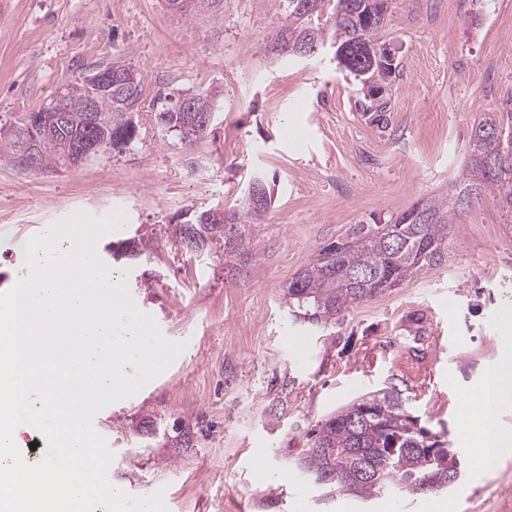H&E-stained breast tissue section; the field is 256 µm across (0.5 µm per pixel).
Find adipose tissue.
<instances>
[{"label": "adipose tissue", "instance_id": "adipose-tissue-1", "mask_svg": "<svg viewBox=\"0 0 512 512\" xmlns=\"http://www.w3.org/2000/svg\"><path fill=\"white\" fill-rule=\"evenodd\" d=\"M457 433L472 453L478 474L494 471L512 456V431L500 428L502 412L512 407V353L504 352L492 372L473 388L460 392Z\"/></svg>", "mask_w": 512, "mask_h": 512}]
</instances>
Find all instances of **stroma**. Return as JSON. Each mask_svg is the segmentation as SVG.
Here are the masks:
<instances>
[{
  "label": "stroma",
  "mask_w": 512,
  "mask_h": 512,
  "mask_svg": "<svg viewBox=\"0 0 512 512\" xmlns=\"http://www.w3.org/2000/svg\"><path fill=\"white\" fill-rule=\"evenodd\" d=\"M395 2L383 129L332 49L274 53L273 0H215L192 18L165 0H0V127L97 67L146 74L127 148L37 172L0 157V293L29 274L21 243L75 210L125 211L122 230L98 244L108 263L113 241L182 222L191 208L233 206L254 174L275 182L241 276L171 238L149 269L129 271L138 308L186 348L97 415L111 482L127 494L164 490L168 512H380L386 495L326 494L295 461L318 421L390 386L458 443V395L498 363L512 307V224L491 200L467 210L442 265L326 327L292 321L281 300L323 247L447 194L473 126L500 116L512 91V0H492L485 16L471 0ZM212 85L224 89L214 131L189 147L165 135L160 109ZM268 469L281 480L266 481ZM445 496L454 512H512V459L482 477L465 469Z\"/></svg>",
  "instance_id": "1"
}]
</instances>
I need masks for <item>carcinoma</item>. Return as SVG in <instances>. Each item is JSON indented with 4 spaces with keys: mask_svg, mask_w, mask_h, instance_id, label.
<instances>
[{
    "mask_svg": "<svg viewBox=\"0 0 512 512\" xmlns=\"http://www.w3.org/2000/svg\"><path fill=\"white\" fill-rule=\"evenodd\" d=\"M282 23L271 37L274 44L314 42L328 25L336 50L346 51L345 70L375 83H387L392 72L380 65L362 66L356 48L381 46V34L391 14L373 27L356 23L352 11L378 9V0H274ZM123 94L99 98L94 132L101 150L121 149L135 137L129 109L141 103L145 73L134 69ZM501 119H486L472 128L465 164L452 184L450 198H430L374 233L353 237L320 250L317 259L283 287L285 306L303 321L326 323L350 307L382 295L406 279L432 270L448 255V230L461 223L465 210L459 199L474 192L490 198L502 223L512 224V99L505 101ZM157 123L189 145L188 113L168 108L156 114ZM78 131L72 123L42 111L23 113L10 136L0 135V154L13 159L22 137L38 145L36 169L66 163L68 140ZM230 223H217L219 214ZM248 200L234 209L209 208L195 222L171 226L170 237L200 252H214L224 266L238 270L251 259V225L260 224ZM163 236L150 230L112 243L113 256L149 260L158 255ZM310 446L296 461L314 483L333 492L370 498L381 492L395 496L430 495L433 478L448 471L453 459L464 471L466 461L444 434L418 424L396 387L370 392L338 408L309 432Z\"/></svg>",
    "mask_w": 512,
    "mask_h": 512,
    "instance_id": "cac0c4a2",
    "label": "carcinoma"
}]
</instances>
